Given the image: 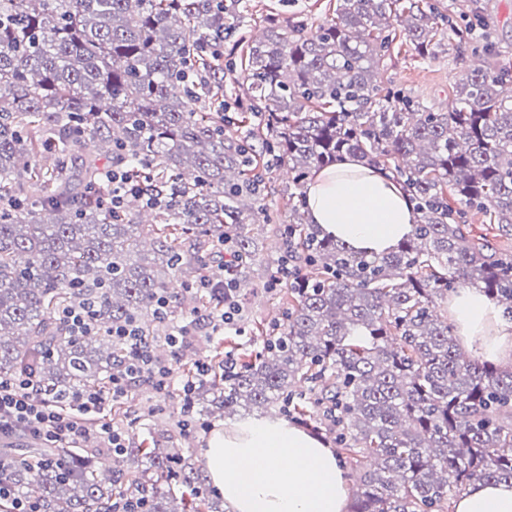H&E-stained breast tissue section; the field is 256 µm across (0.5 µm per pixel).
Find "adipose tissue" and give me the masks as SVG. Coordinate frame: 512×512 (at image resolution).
Returning a JSON list of instances; mask_svg holds the SVG:
<instances>
[{
  "mask_svg": "<svg viewBox=\"0 0 512 512\" xmlns=\"http://www.w3.org/2000/svg\"><path fill=\"white\" fill-rule=\"evenodd\" d=\"M307 202L313 223L367 255L391 251L416 222L399 184L351 158L316 172ZM446 310L462 349L512 368V318L472 288L450 294ZM200 477L223 495L231 512H347L349 490L334 452L280 418L213 430ZM453 508L512 512V481L474 483Z\"/></svg>",
  "mask_w": 512,
  "mask_h": 512,
  "instance_id": "adipose-tissue-1",
  "label": "adipose tissue"
}]
</instances>
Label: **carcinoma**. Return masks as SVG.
<instances>
[{"label": "carcinoma", "instance_id": "cac0c4a2", "mask_svg": "<svg viewBox=\"0 0 512 512\" xmlns=\"http://www.w3.org/2000/svg\"><path fill=\"white\" fill-rule=\"evenodd\" d=\"M238 2L0 0V377L32 371L61 407L106 386L128 357L110 329L132 322L154 340L208 307L211 294L191 285L224 264L228 239L248 287L259 254L249 225L264 213L266 177L286 167L288 223L256 283L285 299L282 320L235 356V371L217 353L208 376L183 372L194 388L181 405L194 418L277 405L327 433L354 463L349 512H447L451 493L512 481V369L462 354L437 311L472 287L512 315V248L497 244L512 239V61L477 33L481 6L466 0L452 25L441 0H336L314 32L263 20L240 70L257 119L242 135L222 100L234 64L199 52L219 25L244 24ZM445 34L483 65L462 70L451 107L435 112L383 72L395 48L426 56ZM103 156L133 178L149 173L168 202L130 196L113 211ZM346 156L390 173L414 203L418 223L389 253L355 252L308 221L305 184ZM469 209L492 233H472ZM83 301L91 328L73 336L63 309ZM169 443L161 433L125 449L136 468L104 480L39 448L13 464L12 490L33 512H113L122 496L144 512H215Z\"/></svg>", "mask_w": 512, "mask_h": 512}]
</instances>
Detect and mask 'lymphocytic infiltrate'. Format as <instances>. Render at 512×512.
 <instances>
[{"mask_svg": "<svg viewBox=\"0 0 512 512\" xmlns=\"http://www.w3.org/2000/svg\"><path fill=\"white\" fill-rule=\"evenodd\" d=\"M102 181L110 191L112 208L116 211L121 210L130 194L139 196L149 207L166 201L160 192L150 193L134 184L127 171L118 166L105 169ZM239 262L238 253L232 247H225L223 283L215 285L203 279L197 284L198 289L213 290L214 310L173 325L168 340L170 347L178 349L198 339L201 328L206 326L217 330L237 325L242 312L235 279ZM111 333L128 351L125 376L113 378L107 389H88L74 394L68 412H60L42 397L39 382L32 374L24 373L8 382L0 379V435L21 432L47 448L73 446L93 436L100 439L105 448L114 451L125 448V434L114 429L103 416L106 406L125 398L129 382L135 378L150 381L159 388L166 387L173 369L171 364L155 358L149 341L136 327L120 325L112 328Z\"/></svg>", "mask_w": 512, "mask_h": 512, "instance_id": "lymphocytic-infiltrate-1", "label": "lymphocytic infiltrate"}]
</instances>
